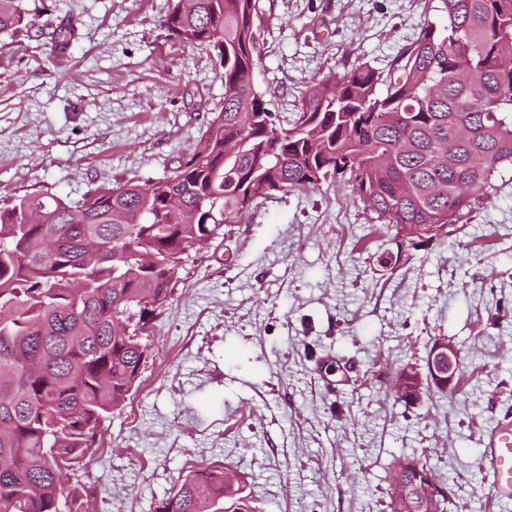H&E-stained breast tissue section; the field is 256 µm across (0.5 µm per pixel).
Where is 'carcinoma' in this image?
Instances as JSON below:
<instances>
[{
	"instance_id": "cac0c4a2",
	"label": "carcinoma",
	"mask_w": 512,
	"mask_h": 512,
	"mask_svg": "<svg viewBox=\"0 0 512 512\" xmlns=\"http://www.w3.org/2000/svg\"><path fill=\"white\" fill-rule=\"evenodd\" d=\"M0 0V36L27 26ZM386 68L354 60L313 82L282 122L247 86L260 62L259 0H176L168 36L208 50L224 103L200 146L151 182L0 199V512H95L67 484L95 454L150 355L145 329L171 308L186 249L239 224L247 195L341 182L384 224L468 220L512 167V0H434ZM389 512H446L448 495ZM156 512H254L224 471L186 475Z\"/></svg>"
}]
</instances>
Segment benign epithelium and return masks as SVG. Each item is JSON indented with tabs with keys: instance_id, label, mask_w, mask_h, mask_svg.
<instances>
[{
	"instance_id": "7a95c632",
	"label": "benign epithelium",
	"mask_w": 512,
	"mask_h": 512,
	"mask_svg": "<svg viewBox=\"0 0 512 512\" xmlns=\"http://www.w3.org/2000/svg\"><path fill=\"white\" fill-rule=\"evenodd\" d=\"M457 349L448 341H440L432 347L426 370L420 371L414 366L405 369L396 394L408 401V405L419 404L423 396L435 387H451L456 381ZM444 492V489L430 474L418 472L417 479L412 484L393 483V493L396 498L407 500L412 495L420 494L426 498H434Z\"/></svg>"
}]
</instances>
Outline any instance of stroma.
<instances>
[{
	"mask_svg": "<svg viewBox=\"0 0 512 512\" xmlns=\"http://www.w3.org/2000/svg\"><path fill=\"white\" fill-rule=\"evenodd\" d=\"M48 3L0 42V196L73 200L168 174L224 101L206 49L170 38L174 0ZM254 83L280 120L316 79L381 67L432 13L427 0H259ZM73 23L64 47L53 30ZM400 252L397 264L378 259ZM137 386L102 424L79 481L98 512H155L183 475L236 473L255 512H388L397 461L430 466L448 512H512L481 468L512 416V171L446 241L398 247L342 185L257 200L188 248L172 307L147 329ZM458 350L453 394L408 408L396 371ZM330 356L341 375L317 367Z\"/></svg>",
	"mask_w": 512,
	"mask_h": 512,
	"instance_id": "stroma-1",
	"label": "stroma"
}]
</instances>
